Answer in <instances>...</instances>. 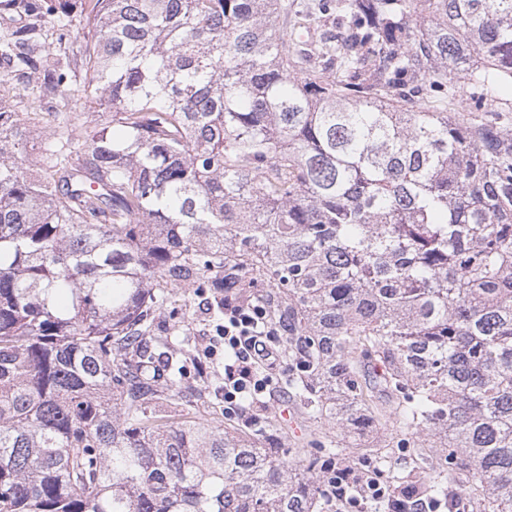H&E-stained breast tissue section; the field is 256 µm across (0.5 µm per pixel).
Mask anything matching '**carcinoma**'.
Returning a JSON list of instances; mask_svg holds the SVG:
<instances>
[{
  "mask_svg": "<svg viewBox=\"0 0 512 512\" xmlns=\"http://www.w3.org/2000/svg\"><path fill=\"white\" fill-rule=\"evenodd\" d=\"M78 2L0 0V79L106 114L33 172L0 110V512H343L379 432L381 512H512V0ZM197 299L342 438L161 414L209 403ZM350 480H354L360 486L362 500H380L386 495V489L378 480L362 472L359 467L347 464H339L336 468V499L344 502L346 498V486Z\"/></svg>",
  "mask_w": 512,
  "mask_h": 512,
  "instance_id": "cac0c4a2",
  "label": "carcinoma"
}]
</instances>
